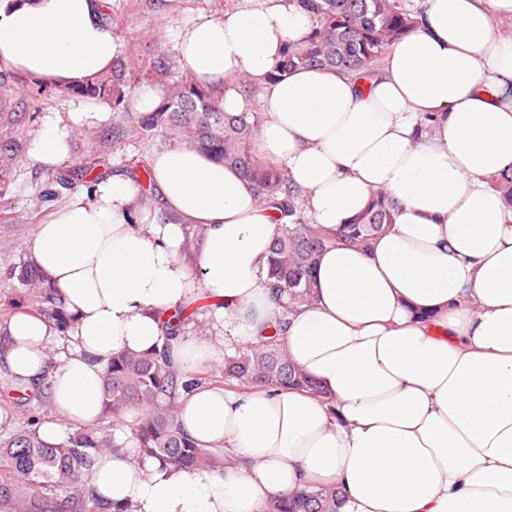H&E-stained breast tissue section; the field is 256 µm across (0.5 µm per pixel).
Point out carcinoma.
Wrapping results in <instances>:
<instances>
[{
	"mask_svg": "<svg viewBox=\"0 0 512 512\" xmlns=\"http://www.w3.org/2000/svg\"><path fill=\"white\" fill-rule=\"evenodd\" d=\"M319 17L320 27L299 46L290 48L274 76L301 67H317L356 73L379 64L389 49L415 25L417 12L407 0H302ZM165 86L155 111L141 114L128 108L131 94L143 78ZM68 94L104 99L122 108V124L112 128V141L161 136L170 146H186L212 156L240 171L243 179L265 204L288 193L282 207L289 223L274 239L268 280L288 307L313 299L312 274L316 257L328 243L321 230L305 221L300 193L286 188V174L256 155L253 143L259 128L256 112L231 115L215 96L180 71L174 54L163 55L150 70L133 64L128 55L117 60L111 72L86 87ZM20 152L14 135L0 139V177L7 176ZM393 204L382 191L373 193L367 207L338 232L348 245L367 248L393 224ZM25 286V296L35 314L52 320L66 335L70 317L55 301L53 289L27 263L6 271ZM220 377L237 389L257 386L295 388L312 394L319 390L308 376L293 366L282 339L274 333L258 346L239 348L224 356ZM203 382L199 376H179L164 363L162 355L120 354L104 372L102 418L122 423L132 433L136 451L176 467L212 468L224 464V452L199 448L177 421L180 391ZM115 446L114 438L101 428L75 427L55 444L42 440L37 430H11L0 426V512H109L96 496L86 476L98 455ZM340 490L304 486L272 499L265 512H338Z\"/></svg>",
	"mask_w": 512,
	"mask_h": 512,
	"instance_id": "1",
	"label": "carcinoma"
}]
</instances>
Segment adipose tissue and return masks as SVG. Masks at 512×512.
<instances>
[{
	"label": "adipose tissue",
	"instance_id": "1",
	"mask_svg": "<svg viewBox=\"0 0 512 512\" xmlns=\"http://www.w3.org/2000/svg\"><path fill=\"white\" fill-rule=\"evenodd\" d=\"M106 0H0V68L59 88L112 69L122 43ZM417 25L365 79L316 68L272 73L318 25L300 0H230L172 33L182 67L225 112L261 105L254 149L301 192L332 240L313 298L284 311L268 285L280 212L239 173L187 147L147 161L153 207L125 172L89 183L28 242L72 317L67 338L26 313L0 323V377L41 395L61 421L102 415L104 369L163 351L189 374L279 332L320 394L202 384L181 398L182 430L223 450L221 469L138 457L128 434L87 476L127 512H262L278 493L336 486L339 512H512V0H416ZM108 105L42 113L29 156L53 171ZM382 189L389 230L358 249L334 235ZM203 236L182 256L188 229ZM205 301L208 334L164 338Z\"/></svg>",
	"mask_w": 512,
	"mask_h": 512
}]
</instances>
